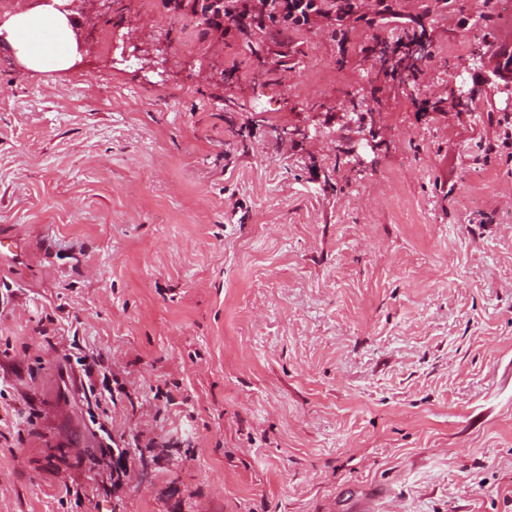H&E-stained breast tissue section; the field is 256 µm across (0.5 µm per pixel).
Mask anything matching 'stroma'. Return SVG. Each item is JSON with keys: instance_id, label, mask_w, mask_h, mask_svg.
<instances>
[{"instance_id": "35a3bbf8", "label": "stroma", "mask_w": 512, "mask_h": 512, "mask_svg": "<svg viewBox=\"0 0 512 512\" xmlns=\"http://www.w3.org/2000/svg\"><path fill=\"white\" fill-rule=\"evenodd\" d=\"M121 2L63 74L0 41V512H512V7L284 43L145 0L112 54Z\"/></svg>"}]
</instances>
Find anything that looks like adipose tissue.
Returning <instances> with one entry per match:
<instances>
[{
    "instance_id": "1",
    "label": "adipose tissue",
    "mask_w": 512,
    "mask_h": 512,
    "mask_svg": "<svg viewBox=\"0 0 512 512\" xmlns=\"http://www.w3.org/2000/svg\"><path fill=\"white\" fill-rule=\"evenodd\" d=\"M8 32L31 71H63L70 67L73 38L64 15L51 9L21 13L9 21Z\"/></svg>"
}]
</instances>
